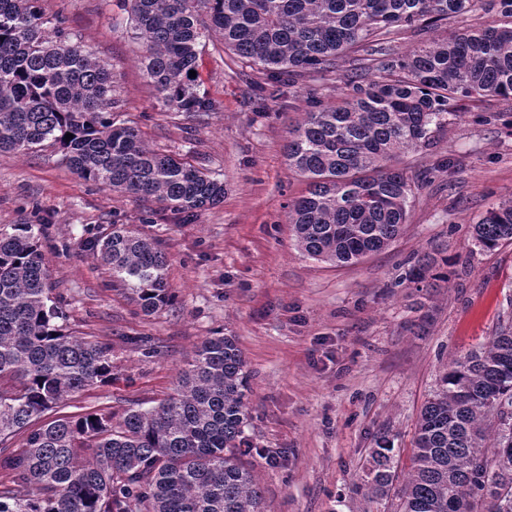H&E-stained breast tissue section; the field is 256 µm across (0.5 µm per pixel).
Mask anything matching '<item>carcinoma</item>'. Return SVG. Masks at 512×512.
Returning a JSON list of instances; mask_svg holds the SVG:
<instances>
[{
	"instance_id": "carcinoma-1",
	"label": "carcinoma",
	"mask_w": 512,
	"mask_h": 512,
	"mask_svg": "<svg viewBox=\"0 0 512 512\" xmlns=\"http://www.w3.org/2000/svg\"><path fill=\"white\" fill-rule=\"evenodd\" d=\"M140 63L162 106L216 110L189 71L212 35L224 51L259 67L255 86L292 89L310 72L340 82L290 131L288 170L307 194L288 203L299 249L356 263L403 231L413 197L400 157L433 144L459 99H512V0H119ZM496 17L432 32L485 3ZM38 0H0V153L55 146L82 179L189 214L224 199V181L149 149L119 123L110 72ZM411 30L419 43L386 44ZM71 133L73 138L65 139ZM482 251L512 243V199L471 225ZM145 315L172 302L160 245L126 224L90 242ZM33 224L0 226V445L25 433L0 512H262V492L236 462L244 446L246 363L230 336H210L173 392L120 416L86 412L36 421L112 376L107 344L68 333ZM367 494L390 496L393 448L372 452ZM396 512H512V322L485 346L455 359L421 410L411 473Z\"/></svg>"
}]
</instances>
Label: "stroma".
I'll return each mask as SVG.
<instances>
[{"label": "stroma", "instance_id": "1", "mask_svg": "<svg viewBox=\"0 0 512 512\" xmlns=\"http://www.w3.org/2000/svg\"><path fill=\"white\" fill-rule=\"evenodd\" d=\"M40 6L111 73L118 121L150 148L224 180L223 201L187 218L86 182L53 149L0 154V225L37 226L65 326L112 347V379L55 416L156 405L200 343L221 333L246 362L248 445L237 458L254 475L264 512H394L395 502L366 494L372 448L388 439L399 473L409 471L423 406L454 359L495 336L512 297V244L486 252L470 238L472 224L512 198V127L495 118L512 113V99L457 102L434 146L400 160L412 175L452 162L416 190L401 235L359 263L335 266L296 245L286 206L307 184L284 157L309 95L335 101L334 82L307 75L259 112L251 85L262 73L214 38L196 80L216 111L173 112L144 78L141 48L115 0ZM116 224L164 249L174 305L144 315L94 259L90 241ZM424 254L447 258L448 276L419 288L406 274ZM135 336L149 337L160 355L143 358ZM264 450L280 452V464L268 466Z\"/></svg>", "mask_w": 512, "mask_h": 512}]
</instances>
